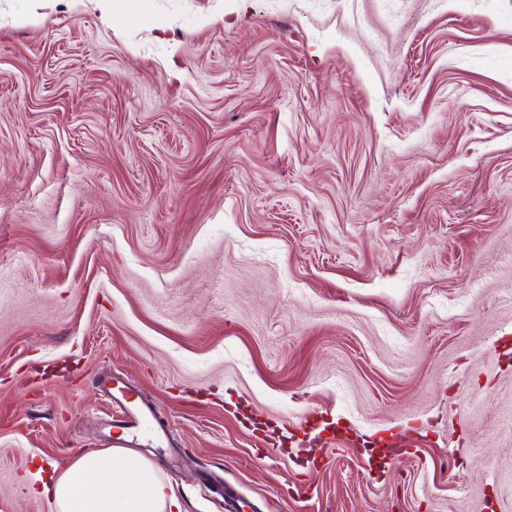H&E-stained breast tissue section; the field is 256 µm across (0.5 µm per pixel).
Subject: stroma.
<instances>
[{"instance_id": "obj_1", "label": "stroma", "mask_w": 512, "mask_h": 512, "mask_svg": "<svg viewBox=\"0 0 512 512\" xmlns=\"http://www.w3.org/2000/svg\"><path fill=\"white\" fill-rule=\"evenodd\" d=\"M0 0V512L111 447L182 512H512V0Z\"/></svg>"}]
</instances>
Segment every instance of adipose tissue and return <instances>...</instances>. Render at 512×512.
<instances>
[{
	"label": "adipose tissue",
	"instance_id": "ef3b65f1",
	"mask_svg": "<svg viewBox=\"0 0 512 512\" xmlns=\"http://www.w3.org/2000/svg\"><path fill=\"white\" fill-rule=\"evenodd\" d=\"M33 480L50 496L54 512H181L170 483L131 448L88 453L58 476Z\"/></svg>",
	"mask_w": 512,
	"mask_h": 512
}]
</instances>
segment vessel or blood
I'll list each match as a JSON object with an SVG mask.
<instances>
[{
    "instance_id": "1",
    "label": "vessel or blood",
    "mask_w": 512,
    "mask_h": 512,
    "mask_svg": "<svg viewBox=\"0 0 512 512\" xmlns=\"http://www.w3.org/2000/svg\"><path fill=\"white\" fill-rule=\"evenodd\" d=\"M108 393L120 410L123 422L114 442L124 448H141L148 445L165 447L167 431L162 426L158 412L142 400L129 396L124 381L112 378Z\"/></svg>"
}]
</instances>
